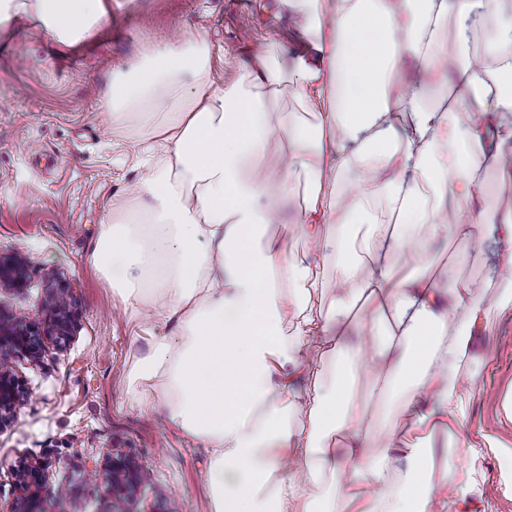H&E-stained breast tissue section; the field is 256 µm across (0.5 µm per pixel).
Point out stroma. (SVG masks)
Segmentation results:
<instances>
[{"label":"stroma","mask_w":512,"mask_h":512,"mask_svg":"<svg viewBox=\"0 0 512 512\" xmlns=\"http://www.w3.org/2000/svg\"><path fill=\"white\" fill-rule=\"evenodd\" d=\"M233 0H131L80 44L63 48L39 30L14 36L0 57V254L20 252L30 265L26 288H0V319L26 322L38 315L49 271H60L73 291L78 329L65 348L47 345L41 358L19 355L11 370L29 402L0 432V506L15 498L12 470L19 457L46 462L43 512L52 495L69 489L72 512H103L95 461L109 454L135 457L153 480L131 512H210L207 454L169 426L161 414L138 410L128 394L133 329L120 299L92 270L88 252L114 196L139 177L123 144L112 135L101 103L112 76L145 44L174 32L207 27L222 49L216 67L224 83L240 75L249 50L276 43L283 58L306 47L276 0H255L239 13ZM475 346L491 394L467 403L468 427L512 444V423L500 392L512 386V317L490 315Z\"/></svg>","instance_id":"obj_1"}]
</instances>
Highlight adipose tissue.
I'll return each instance as SVG.
<instances>
[{"label": "adipose tissue", "mask_w": 512, "mask_h": 512, "mask_svg": "<svg viewBox=\"0 0 512 512\" xmlns=\"http://www.w3.org/2000/svg\"><path fill=\"white\" fill-rule=\"evenodd\" d=\"M505 2L280 0L311 41L290 61L266 45L215 83L198 28L113 75L104 115L142 176L113 197L89 260L146 344L134 404L208 452L211 512H494L512 498V476L476 478L512 448L463 429L468 397L490 390L474 336L489 312L512 314V207L484 202L487 171L512 180ZM111 15L112 0H0V31L71 45ZM286 94L297 108L275 119ZM293 197L288 227L277 204ZM441 235L478 282L423 272ZM438 434L452 463L427 447Z\"/></svg>", "instance_id": "1"}]
</instances>
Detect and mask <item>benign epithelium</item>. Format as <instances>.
I'll return each instance as SVG.
<instances>
[{"label":"benign epithelium","instance_id":"1","mask_svg":"<svg viewBox=\"0 0 512 512\" xmlns=\"http://www.w3.org/2000/svg\"><path fill=\"white\" fill-rule=\"evenodd\" d=\"M28 266L20 253L0 256V285L22 288L27 282ZM48 277L58 287L46 292L41 307V318L32 322L16 323L4 328L0 323V431L10 426L27 395L10 370V360L19 353L34 359L41 357L46 341L62 348L74 335L77 324L71 315L72 292L58 271ZM45 466L25 456L14 468L15 505L10 512H38L36 505L46 488ZM92 472L104 477L112 489V498L106 512H130L128 505L149 487L147 470L133 457L117 454L106 456L92 467Z\"/></svg>","mask_w":512,"mask_h":512}]
</instances>
